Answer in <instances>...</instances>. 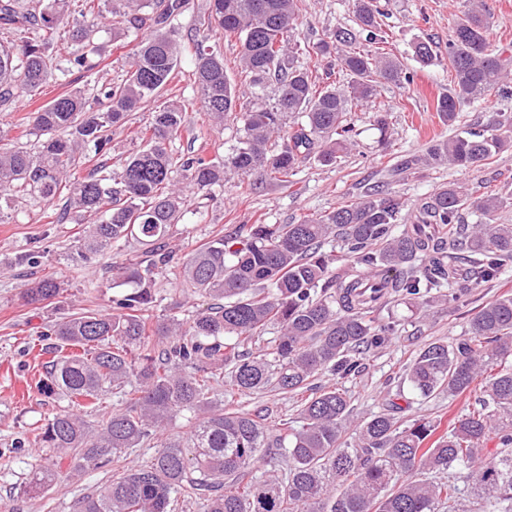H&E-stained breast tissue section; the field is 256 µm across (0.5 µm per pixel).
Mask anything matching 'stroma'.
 Returning a JSON list of instances; mask_svg holds the SVG:
<instances>
[{
    "instance_id": "obj_1",
    "label": "stroma",
    "mask_w": 512,
    "mask_h": 512,
    "mask_svg": "<svg viewBox=\"0 0 512 512\" xmlns=\"http://www.w3.org/2000/svg\"><path fill=\"white\" fill-rule=\"evenodd\" d=\"M494 20L489 41L505 63L512 66V0H484ZM465 0H387L383 28L387 33L386 52L399 57L412 76L409 84L381 83L369 100L354 104L349 114L352 142L347 153L334 164L310 160L301 164L289 182L282 183L256 172L249 176L227 174L224 185L208 197L184 189L185 206L181 220L171 226L168 240L178 255H186L215 235L254 224H294L306 216L328 213L354 201L361 185L387 183L406 205L413 207L421 196L441 184L459 182L468 186L473 197L488 193L512 194V149L493 155L474 170L437 166L393 175L400 156L422 152L431 142L451 136L436 110L440 96L451 83L448 68V39ZM209 0H190L189 9L176 20L182 34L183 59L176 78L156 98V105L171 101L183 103L195 136H182L172 149L208 157L228 154L239 132L232 123L206 121L192 75L193 42L206 40L214 52L224 57V68L236 83L244 78L238 69L240 45L236 38L208 30L202 20ZM299 19L302 41L317 42L337 27L354 24L352 0H304ZM431 44L438 56L436 64L424 66L413 56L414 42ZM138 42L135 34L111 28L98 33V67L112 84L121 83L127 60ZM63 86L48 82L35 98H16L8 108L0 107V145L33 150L40 139L34 133L30 115L62 94ZM389 114L387 135H380L372 122L375 111ZM150 118L149 109L131 113L123 126L113 128L112 141L103 156L111 169L139 146L137 133ZM6 222L0 223V512H69L73 501L112 478L105 467L59 483L43 494H24L31 476L29 458L19 450L20 441L32 440L53 413L63 409V400L42 395L37 383L42 365L50 360L54 339L52 326L79 309L103 311L111 306L114 294L113 264L135 258L143 252L138 242L127 243L123 253L107 252L85 260L77 254V244L87 220L63 209L62 200L47 203L35 195L14 193ZM37 255L34 265L22 263V255ZM55 276L60 295L50 303L25 304L22 291L45 276ZM456 299L420 312L407 301H390L374 311L376 324L390 326L383 342L361 357L359 373L336 379L325 372L311 382L312 389L341 383L353 417L383 412L397 405L403 424L426 418L440 431L452 430L455 423L485 399L483 380H476L470 391L457 396L437 393L424 398L403 386L402 374L416 353L433 341L452 342L464 336L471 317L488 301L512 294V267L498 279L484 282L472 279L455 285ZM155 303L152 317H176L186 321L196 311L207 308L206 296L182 292L168 273L154 277ZM214 402L229 408L262 409L271 430L293 419L299 396L276 391L241 395L231 384L215 386Z\"/></svg>"
}]
</instances>
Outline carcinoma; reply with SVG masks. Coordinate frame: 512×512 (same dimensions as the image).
<instances>
[{
    "label": "carcinoma",
    "mask_w": 512,
    "mask_h": 512,
    "mask_svg": "<svg viewBox=\"0 0 512 512\" xmlns=\"http://www.w3.org/2000/svg\"><path fill=\"white\" fill-rule=\"evenodd\" d=\"M85 6L72 17L67 0H46L38 11L0 0V30L21 34L0 45V105L35 96L51 79L70 85V76L91 72L95 34L108 24L146 30L121 83L101 84L91 99L70 91L34 112V129L46 135L38 151L0 147V199L8 191H33L49 203L66 192L69 209L95 218L78 246L82 255L136 240L149 263L112 266V287L125 291L112 297L111 311H78L54 325L56 358L38 388L68 406L33 443L63 454L33 464L23 493L41 494L151 442L150 459L77 498L70 512H170L180 497L204 500L207 512H512V295L483 305L468 335L425 345L405 371L403 382L425 398L463 394L487 375L489 400L449 434L436 435L425 418L403 428L393 409L352 424L350 402L334 384L299 405L298 426L275 435L261 411L226 409L209 397L225 373L241 393L298 392L322 371L348 375L356 355L380 341L370 311L388 297L428 305L446 300L443 288L463 274L495 278L512 264V224L496 221L504 197L474 201L469 189L448 183L405 214L395 194L367 184L356 201L327 214L296 224H254L184 257L166 243L182 215L174 174L209 194L229 171L247 176L261 169L286 182L313 155L333 164L349 148L342 137L350 132L348 102L371 98L383 81L410 83L395 56L363 48L385 39V5L355 0L359 30L338 27L308 50L296 40L302 0H210L207 26L238 39L239 65L252 91L240 93L224 57L201 43L194 82L210 120L236 122L238 145L210 158L173 152L171 143L190 126L186 106L172 102L154 110L140 130V148L119 173L100 161L71 182L76 154H101L112 128L170 83L182 62L174 21L189 0H85ZM62 23L81 45L64 59L48 49ZM490 26L473 0L448 39L453 83L436 111L450 126L461 103L485 99L512 74L490 48ZM332 64L350 76L348 90L318 85L319 73L330 74ZM274 137L280 143L271 152ZM511 147L512 116L503 115L489 127L464 129L423 154L405 156L400 168L474 169ZM468 206L478 213L474 224L462 223ZM336 241L339 250H323ZM159 269L219 303L187 323L174 317L149 323L150 284ZM397 271L400 276H390ZM59 291L44 277L23 297L36 304ZM270 324L279 327L274 345L248 349ZM107 388L122 394L123 408L93 428L82 410L98 409ZM183 412L196 415L187 437L163 439ZM491 434L498 448L488 454L483 445ZM263 451L286 462L285 475L249 476ZM463 469L471 480L468 500L460 498L457 481ZM437 473L446 478L433 479Z\"/></svg>",
    "instance_id": "cac0c4a2"
}]
</instances>
